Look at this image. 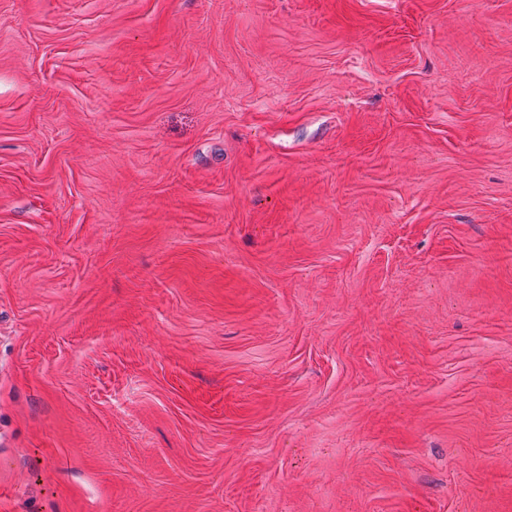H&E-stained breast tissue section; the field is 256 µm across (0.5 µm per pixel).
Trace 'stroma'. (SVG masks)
I'll use <instances>...</instances> for the list:
<instances>
[{"instance_id": "1", "label": "stroma", "mask_w": 512, "mask_h": 512, "mask_svg": "<svg viewBox=\"0 0 512 512\" xmlns=\"http://www.w3.org/2000/svg\"><path fill=\"white\" fill-rule=\"evenodd\" d=\"M0 512H512V0H0Z\"/></svg>"}]
</instances>
